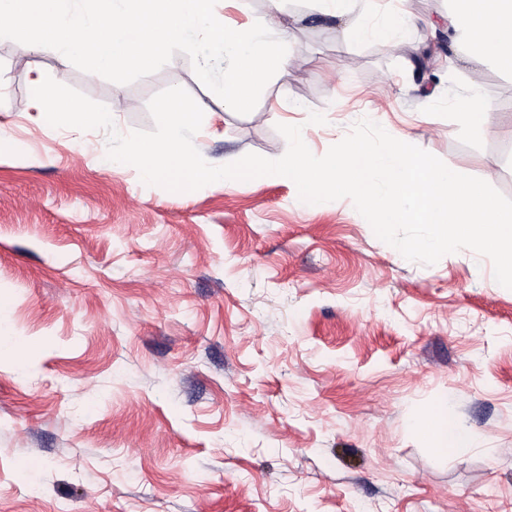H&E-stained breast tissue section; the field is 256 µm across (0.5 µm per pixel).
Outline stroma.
Segmentation results:
<instances>
[{
	"label": "stroma",
	"instance_id": "stroma-1",
	"mask_svg": "<svg viewBox=\"0 0 512 512\" xmlns=\"http://www.w3.org/2000/svg\"><path fill=\"white\" fill-rule=\"evenodd\" d=\"M379 3L416 18L408 40L283 5L290 62L247 115L181 53L119 85L0 40V512H512V289L488 258L401 260L352 201L316 210L284 179L145 184L31 97L34 68L63 72L126 134L179 82L209 103L193 143L213 165L277 158L276 124L311 111L324 155L370 112L512 198V70L467 60L456 0ZM475 79L497 111L480 141L448 108ZM444 399L479 437L465 455L420 426Z\"/></svg>",
	"mask_w": 512,
	"mask_h": 512
}]
</instances>
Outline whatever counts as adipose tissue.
I'll return each instance as SVG.
<instances>
[{
    "instance_id": "1",
    "label": "adipose tissue",
    "mask_w": 512,
    "mask_h": 512,
    "mask_svg": "<svg viewBox=\"0 0 512 512\" xmlns=\"http://www.w3.org/2000/svg\"><path fill=\"white\" fill-rule=\"evenodd\" d=\"M317 11L337 24L352 39L381 35L386 41L404 36L414 25L411 16L400 13L389 16L382 12L371 25L352 22L350 16L356 0H312ZM460 8L448 18V28L459 36L473 40L478 62L492 66H512V0H460ZM468 135L476 140L486 138L496 123V110L485 98L479 82H472L466 96L449 100ZM434 449L441 454L463 455L476 443L475 435L463 429L447 402L433 407L423 423Z\"/></svg>"
}]
</instances>
